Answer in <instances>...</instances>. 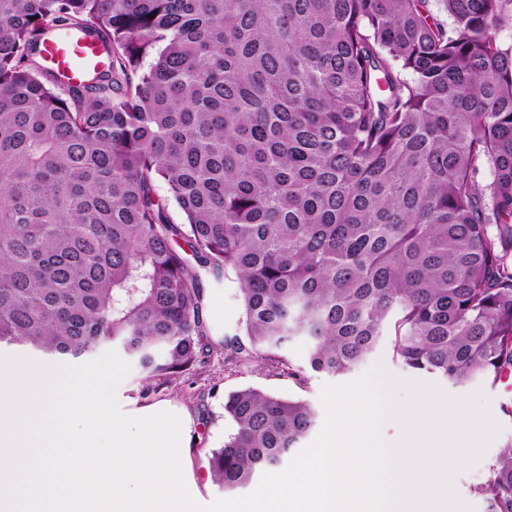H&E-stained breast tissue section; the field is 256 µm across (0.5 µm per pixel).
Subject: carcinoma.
<instances>
[{"label": "carcinoma", "mask_w": 512, "mask_h": 512, "mask_svg": "<svg viewBox=\"0 0 512 512\" xmlns=\"http://www.w3.org/2000/svg\"><path fill=\"white\" fill-rule=\"evenodd\" d=\"M437 2L449 23L430 0H0V345L112 344L157 380L220 346L302 385L388 341L456 386L511 377L512 0ZM72 30L104 58L88 81L43 53ZM209 278L243 309L218 344ZM224 416L227 490L318 418L251 386ZM476 491L512 512V441Z\"/></svg>", "instance_id": "cac0c4a2"}]
</instances>
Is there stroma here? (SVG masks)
<instances>
[{
	"label": "stroma",
	"instance_id": "stroma-1",
	"mask_svg": "<svg viewBox=\"0 0 512 512\" xmlns=\"http://www.w3.org/2000/svg\"><path fill=\"white\" fill-rule=\"evenodd\" d=\"M238 294L236 283L207 280L205 319L212 340L223 339L224 335L238 330L242 320ZM370 360L382 363L395 378L433 384L453 397H464L478 391L485 395L499 431L480 459L470 468L457 472L452 481L456 494L472 512H485V504L474 494L473 487L506 441L512 438V422L503 418L499 411L502 402L512 399V388L503 385L492 387L480 382L457 387L434 375L403 367L393 358L390 348L383 344L371 354ZM366 370V365L362 364L348 373L335 376L313 373L306 384L300 385L285 376H269L257 371L242 374L228 372L224 368V351L218 348L204 368L190 369L169 383L146 380L139 368H132L118 386L116 397L122 412L126 414L162 405L172 413L188 418L184 453L190 466L189 487L197 502L208 504L228 496L223 486L215 482L209 468L211 450L222 445L224 435L230 429L229 422L224 418L225 394L245 386H255L285 398L308 400L317 407L321 404L323 385L353 381Z\"/></svg>",
	"mask_w": 512,
	"mask_h": 512
}]
</instances>
